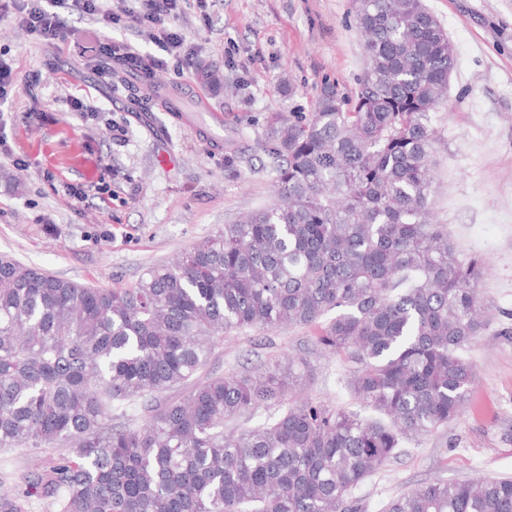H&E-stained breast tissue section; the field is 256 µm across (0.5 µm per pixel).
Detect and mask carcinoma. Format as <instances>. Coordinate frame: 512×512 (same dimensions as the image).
<instances>
[{"mask_svg":"<svg viewBox=\"0 0 512 512\" xmlns=\"http://www.w3.org/2000/svg\"><path fill=\"white\" fill-rule=\"evenodd\" d=\"M352 12L356 90L326 83L312 112L270 125L272 206L128 288L0 254V449L47 453L0 487V512L33 496L48 512H361L357 488L460 414L486 306L483 259L432 214L455 48L425 0ZM286 326L349 365L375 416L289 399L302 359L201 375L224 336ZM386 512H512V478L424 482Z\"/></svg>","mask_w":512,"mask_h":512,"instance_id":"carcinoma-1","label":"carcinoma"}]
</instances>
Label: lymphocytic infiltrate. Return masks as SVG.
I'll return each instance as SVG.
<instances>
[{
  "label": "lymphocytic infiltrate",
  "mask_w": 512,
  "mask_h": 512,
  "mask_svg": "<svg viewBox=\"0 0 512 512\" xmlns=\"http://www.w3.org/2000/svg\"><path fill=\"white\" fill-rule=\"evenodd\" d=\"M183 0H123L120 10L104 8L102 0H0V18H9L36 39L57 48L70 44L73 31L65 19L71 15L92 18L101 30L95 40L81 47V56L94 62V73L112 81L116 73L139 78L177 56L191 62L194 52L185 45L174 24ZM121 23L152 43L154 52L141 51L136 44L112 38L114 24Z\"/></svg>",
  "instance_id": "f902f5d3"
}]
</instances>
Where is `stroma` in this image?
Wrapping results in <instances>:
<instances>
[{
	"label": "stroma",
	"mask_w": 512,
	"mask_h": 512,
	"mask_svg": "<svg viewBox=\"0 0 512 512\" xmlns=\"http://www.w3.org/2000/svg\"><path fill=\"white\" fill-rule=\"evenodd\" d=\"M448 31L457 66L448 101L432 115L435 219L460 255L488 266L480 291L486 325L468 351L475 379L461 415L406 443L355 493L363 512L435 479L512 478V0H426ZM193 70L168 57L146 82L90 92L94 75L74 52L35 43L0 21V54L33 91L0 107V253L78 283L134 285L242 215L274 201L268 124L311 112L323 82L352 94L364 68L351 0H184L179 19ZM219 73L222 87L201 69ZM92 93L83 117L71 97ZM224 117L215 125L213 113ZM110 186L108 203L63 190ZM290 355L309 367L296 392L361 411L347 364L315 350L312 332L282 328L224 339L208 369L252 370Z\"/></svg>",
	"instance_id": "35a3bbf8"
}]
</instances>
